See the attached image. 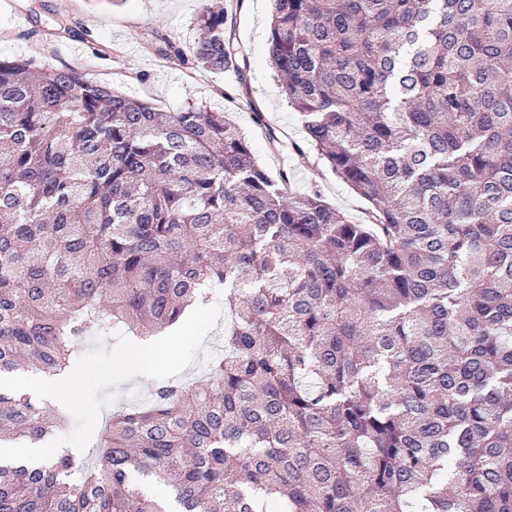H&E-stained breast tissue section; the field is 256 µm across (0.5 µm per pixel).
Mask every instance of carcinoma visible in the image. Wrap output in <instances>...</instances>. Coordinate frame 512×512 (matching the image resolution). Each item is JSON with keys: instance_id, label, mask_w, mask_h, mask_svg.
I'll return each mask as SVG.
<instances>
[{"instance_id": "carcinoma-1", "label": "carcinoma", "mask_w": 512, "mask_h": 512, "mask_svg": "<svg viewBox=\"0 0 512 512\" xmlns=\"http://www.w3.org/2000/svg\"><path fill=\"white\" fill-rule=\"evenodd\" d=\"M192 68L234 70L224 7ZM269 53L356 223L222 112L0 59V374L147 343L224 287V357L0 512H512V0H274ZM67 418L0 390V442ZM171 488V510L132 481Z\"/></svg>"}]
</instances>
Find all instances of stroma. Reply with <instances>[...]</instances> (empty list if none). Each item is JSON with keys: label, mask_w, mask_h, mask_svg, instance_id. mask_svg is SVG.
I'll list each match as a JSON object with an SVG mask.
<instances>
[{"label": "stroma", "mask_w": 512, "mask_h": 512, "mask_svg": "<svg viewBox=\"0 0 512 512\" xmlns=\"http://www.w3.org/2000/svg\"><path fill=\"white\" fill-rule=\"evenodd\" d=\"M207 0H0V59L35 58L48 72L75 70L86 78L176 112L188 104L226 113L251 144L256 161L275 176L286 172L296 191L324 200L359 220L365 203L318 162L298 112L290 106L268 51L273 0H224L228 25L246 53V81L233 71L195 72L182 57L157 49L176 43L191 55L196 16ZM69 32H60V24ZM285 135L273 147L254 121Z\"/></svg>", "instance_id": "obj_1"}]
</instances>
